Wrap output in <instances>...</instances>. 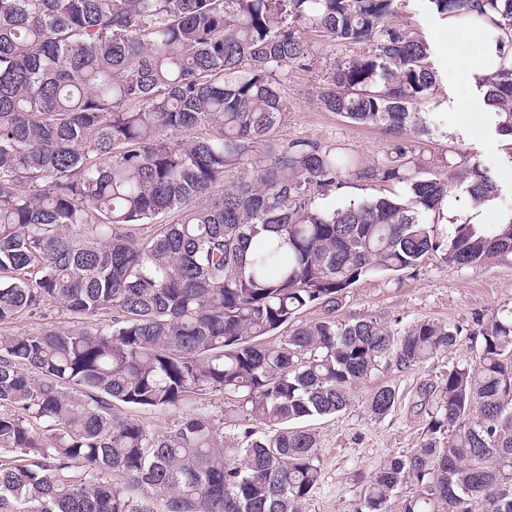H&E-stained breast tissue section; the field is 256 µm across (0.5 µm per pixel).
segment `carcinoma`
I'll use <instances>...</instances> for the list:
<instances>
[{
	"label": "carcinoma",
	"mask_w": 512,
	"mask_h": 512,
	"mask_svg": "<svg viewBox=\"0 0 512 512\" xmlns=\"http://www.w3.org/2000/svg\"><path fill=\"white\" fill-rule=\"evenodd\" d=\"M399 2L0 0V512H300L321 480L305 421L345 410L383 360L455 345L450 324L397 338L334 315L365 276L512 254V210L439 230L451 189L478 207L503 188L478 162H417L443 100L427 39L391 21ZM429 3L512 42V0ZM333 42L368 46L318 98L393 137L369 164L279 138L288 69ZM477 84L512 136V61ZM368 185L381 194L317 204ZM313 304L326 316L298 322ZM49 308L70 324L11 331ZM468 336L475 359L423 393L419 448L374 470L353 512H512V308ZM194 394L231 397L267 434L203 414L157 433L113 411ZM396 401L379 385L368 411ZM402 483L416 491L396 499Z\"/></svg>",
	"instance_id": "carcinoma-1"
}]
</instances>
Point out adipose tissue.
<instances>
[{
	"instance_id": "obj_1",
	"label": "adipose tissue",
	"mask_w": 512,
	"mask_h": 512,
	"mask_svg": "<svg viewBox=\"0 0 512 512\" xmlns=\"http://www.w3.org/2000/svg\"><path fill=\"white\" fill-rule=\"evenodd\" d=\"M449 30L458 31L461 43H466V51H459L458 44L449 43L446 55L447 66L453 73L487 75L497 68L502 56H512V43L499 42L490 37L491 25L488 21L474 22L457 19L447 20Z\"/></svg>"
}]
</instances>
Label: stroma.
I'll return each instance as SVG.
<instances>
[{"mask_svg": "<svg viewBox=\"0 0 512 512\" xmlns=\"http://www.w3.org/2000/svg\"><path fill=\"white\" fill-rule=\"evenodd\" d=\"M398 24L420 31L429 39L434 59H441L443 45L436 35L444 25L428 0H408L395 17ZM358 46H324L311 71H289L285 82L287 112L281 133L284 139L308 137L336 144L359 159L370 162L388 148L389 137L376 126H356L340 115L322 109L317 95L322 72L335 59L361 54ZM422 161L430 167L442 159L464 154L495 170L501 185H512V164L494 126L458 124L421 142ZM512 308V254L467 266L444 262L439 255L426 258L417 269L382 277L372 275L355 283L341 299L337 314L343 319L374 316L392 330L434 320L458 326L463 334L448 350L409 369L395 360L384 361L376 374L359 388L347 409L309 421L318 442L321 482L303 503L301 512H352L365 477L388 457L415 451L424 435L428 416L421 395L438 385L451 366L474 357L476 348L466 336L475 314ZM396 388L399 399L384 418L375 419L367 398L378 385ZM190 409L215 420L225 433L253 428L266 431L260 422L233 411L228 399L195 395Z\"/></svg>", "mask_w": 512, "mask_h": 512, "instance_id": "stroma-1", "label": "stroma"}]
</instances>
